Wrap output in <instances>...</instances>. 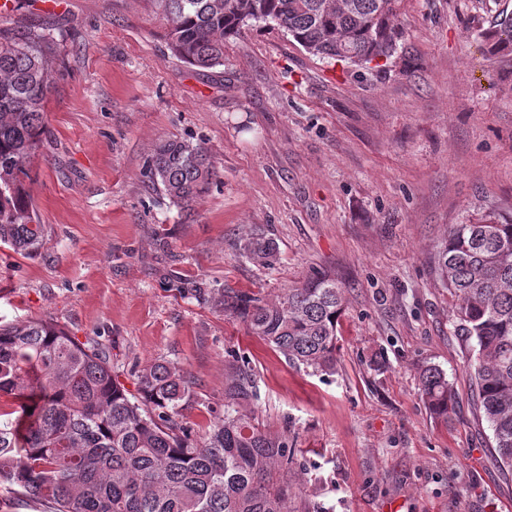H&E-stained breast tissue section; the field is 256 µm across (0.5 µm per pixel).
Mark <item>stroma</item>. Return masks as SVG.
I'll return each mask as SVG.
<instances>
[{"label": "stroma", "instance_id": "35a3bbf8", "mask_svg": "<svg viewBox=\"0 0 512 512\" xmlns=\"http://www.w3.org/2000/svg\"><path fill=\"white\" fill-rule=\"evenodd\" d=\"M52 2L0 13V27L56 46L30 161L48 234L25 258L0 244V325L52 317L131 392L143 366L179 362V420L196 434L223 415L243 360L250 409L294 454L296 512H512V471L476 417L470 345L433 265L451 225L489 207L512 217V53L489 55L482 38L512 0H403L402 46L376 66L263 28L205 71L172 53L151 0ZM168 137L201 144L217 171L187 209L147 176ZM254 228L272 266L237 249ZM317 272L344 287L332 374L289 364L184 292L203 279L271 300ZM426 364L454 386L448 422L418 389Z\"/></svg>", "mask_w": 512, "mask_h": 512}]
</instances>
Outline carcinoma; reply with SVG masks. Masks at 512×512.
Listing matches in <instances>:
<instances>
[{
    "label": "carcinoma",
    "instance_id": "obj_1",
    "mask_svg": "<svg viewBox=\"0 0 512 512\" xmlns=\"http://www.w3.org/2000/svg\"><path fill=\"white\" fill-rule=\"evenodd\" d=\"M167 21L172 52L200 70L224 65V41L251 25L274 22L307 52L352 64L397 53L402 0H154ZM490 53L512 51V16L484 34ZM43 34L0 28V243L29 256L42 247L28 190L27 162L45 133L53 85ZM149 174L175 204L188 208L216 176L205 148L178 137L158 143ZM242 255L272 265L275 246L247 235ZM443 286L457 300L450 323L473 341L474 405L492 432L496 461L512 468V219L483 211L452 225L434 257ZM186 292L241 320L288 362L316 373L336 370L343 287L322 274L273 302L249 291ZM419 391L436 418L448 419L455 391L427 364ZM137 396L115 378L110 359L79 342L50 317L0 326V490L22 492L50 512H292L286 438L255 423V395L245 365L231 367L224 415L197 437L177 421L190 397L184 369L166 359L136 374ZM32 412H27V408Z\"/></svg>",
    "mask_w": 512,
    "mask_h": 512
}]
</instances>
